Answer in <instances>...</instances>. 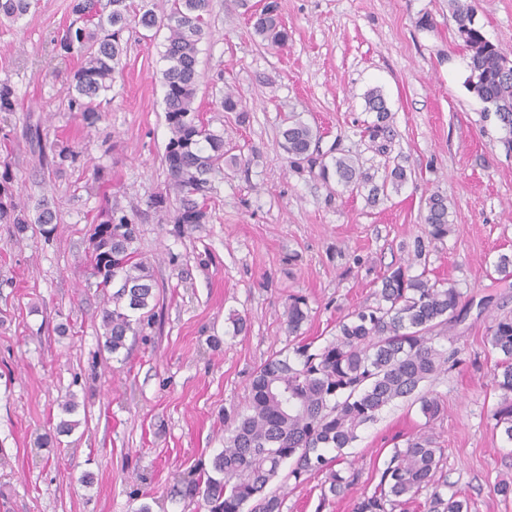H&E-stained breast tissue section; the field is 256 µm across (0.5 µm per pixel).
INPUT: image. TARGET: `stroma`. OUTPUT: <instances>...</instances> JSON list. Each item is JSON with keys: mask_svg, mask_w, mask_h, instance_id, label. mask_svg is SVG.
Returning a JSON list of instances; mask_svg holds the SVG:
<instances>
[{"mask_svg": "<svg viewBox=\"0 0 512 512\" xmlns=\"http://www.w3.org/2000/svg\"><path fill=\"white\" fill-rule=\"evenodd\" d=\"M289 39L267 45L248 17L259 0H209L199 45L197 104L236 155L208 202L210 219L184 232L178 204L151 206L168 181L162 58L167 28H130L101 118L70 106L78 53L55 43L74 20L72 0H38L20 20L0 19V82L20 110L0 112V165L22 201L48 198L59 223L16 236L0 224V512H205L198 497L174 495L179 474L211 464L224 446V415L243 407L253 371L290 342L289 296L306 299L303 338L324 345L356 309L376 305L380 277L409 261L425 239L424 199L442 195L452 229L429 246L430 277L447 280L467 306L435 329L451 360L424 384L443 411L426 420L398 400L344 449L341 469L358 471L346 495L318 510L324 473L287 483L282 512H351L371 492L394 446L426 430L445 450L449 483L471 512H512L493 492L512 478V441L496 426L498 359L486 341L495 317L512 315V276L494 270L512 255V152L494 114L465 79L468 54L449 0H277ZM431 13L435 26L416 21ZM485 38L512 53V0H477ZM379 88L398 132L408 180L377 204L309 168H291L279 147L285 114L301 113L322 138L320 152L377 160L362 130L373 120L364 95ZM238 92L241 112L214 107ZM38 126L33 147L26 124ZM77 156L62 171L46 164L57 144ZM140 226L137 248L158 285L155 316L112 357L103 347V297L82 262L103 206ZM247 329L234 334L231 314ZM75 401L68 434L56 431ZM90 483H83V475Z\"/></svg>", "mask_w": 512, "mask_h": 512, "instance_id": "obj_1", "label": "stroma"}]
</instances>
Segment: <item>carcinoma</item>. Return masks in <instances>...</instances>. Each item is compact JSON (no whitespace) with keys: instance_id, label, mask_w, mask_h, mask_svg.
I'll return each instance as SVG.
<instances>
[{"instance_id":"1","label":"carcinoma","mask_w":512,"mask_h":512,"mask_svg":"<svg viewBox=\"0 0 512 512\" xmlns=\"http://www.w3.org/2000/svg\"><path fill=\"white\" fill-rule=\"evenodd\" d=\"M458 37L469 53L468 89L492 111L512 147V61L508 54L487 41L475 25L472 0H452ZM32 0H0V16L18 20ZM209 0H164L162 14L146 5L132 7L130 0H73L77 22L59 39L61 49L76 50L82 62L71 83V106L85 119H98L97 100L112 88L124 48L122 32L131 25L145 30L167 22L169 36L163 60L165 119L171 137L164 162L168 173L165 192L150 199L154 207L166 206L175 197L179 208L175 223L190 230L208 223V195L213 178L224 167V136L212 129L196 106L200 74L198 45L207 27ZM254 32L272 46L288 41L275 0L251 16ZM365 110L375 114L364 129L367 149L381 158V183L362 170L359 161L331 157L320 162L319 176L350 192H367L376 203L397 192L407 173L392 157L396 130L392 113L378 88L364 94ZM15 90L0 82V112L16 110ZM279 147L291 165L314 164L311 148L318 144L317 131L301 114L291 112L283 120ZM17 190L9 171L0 175V224H12L24 234L37 224L50 234L58 215L47 199L29 208L16 202ZM424 224L428 243L443 241L451 232L448 204L433 193L425 199ZM140 230L134 220L107 209L90 235L87 262L97 287L112 290L101 314L104 347L117 356L128 334L156 306L157 283L150 266L138 257L135 247ZM426 243V244H428ZM426 244L417 242L414 261L389 267L380 277L378 301L359 309L339 323L336 336L314 349L298 341L293 347L270 356L252 374L245 407L233 416L224 448L214 456L201 480L191 473L183 479V496L202 495L207 512H282L283 497L268 489L283 464L292 459L288 477L294 481L328 465L324 452L342 451L358 438L359 429L376 419L393 401L416 396L426 420L437 418L440 400L416 395L421 383L442 371L449 357L433 345L431 332L459 318L463 295L452 284L430 278L427 270L411 274L414 262L425 255ZM310 319L305 299L292 297L287 307L288 335L299 337ZM487 342L499 359L492 377L500 401L493 416L512 440V317L496 318L489 326ZM445 449L432 436L419 431L393 453L373 492L352 503L351 512H402L404 506L425 496L426 512H469L468 502L448 493V477L441 462ZM356 473L329 471L321 486L318 508L339 497L353 485Z\"/></svg>"}]
</instances>
